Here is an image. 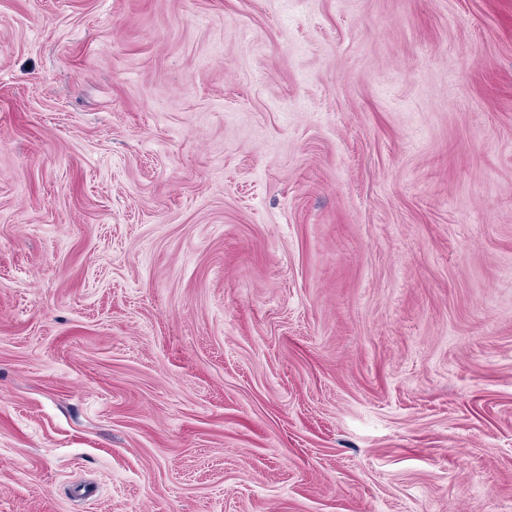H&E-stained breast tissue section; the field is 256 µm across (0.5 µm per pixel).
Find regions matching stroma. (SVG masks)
Returning <instances> with one entry per match:
<instances>
[{
  "instance_id": "1",
  "label": "stroma",
  "mask_w": 512,
  "mask_h": 512,
  "mask_svg": "<svg viewBox=\"0 0 512 512\" xmlns=\"http://www.w3.org/2000/svg\"><path fill=\"white\" fill-rule=\"evenodd\" d=\"M0 512H512V0H0Z\"/></svg>"
}]
</instances>
